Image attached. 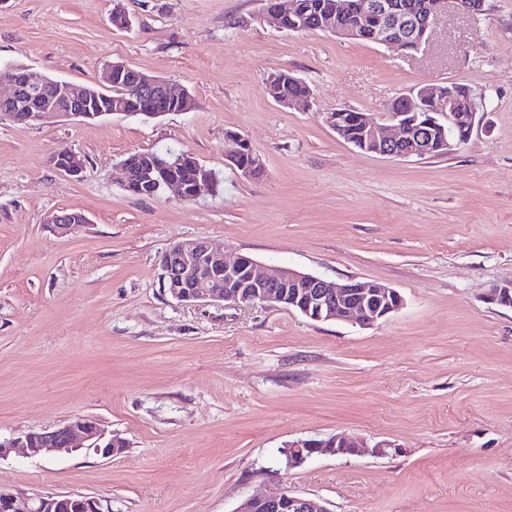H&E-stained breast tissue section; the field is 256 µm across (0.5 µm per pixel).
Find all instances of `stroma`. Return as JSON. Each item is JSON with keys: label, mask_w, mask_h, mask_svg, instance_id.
<instances>
[{"label": "stroma", "mask_w": 512, "mask_h": 512, "mask_svg": "<svg viewBox=\"0 0 512 512\" xmlns=\"http://www.w3.org/2000/svg\"><path fill=\"white\" fill-rule=\"evenodd\" d=\"M133 19L113 26L116 6ZM263 0H0V67L81 85L123 62L187 91L188 112L91 123L0 121V436L100 420L124 449L0 457V489L93 497L101 512H235L256 493L328 512H512V0L448 10L402 55L263 17ZM285 68L312 90L267 93ZM449 83L482 101L473 130L434 158L369 154L326 121L381 115ZM264 163L247 179L225 134ZM172 149L219 184L191 201L130 194L122 161ZM75 152L80 176L56 168ZM77 211L71 234L49 217ZM204 239L333 281L380 282L403 306L371 326L260 303H187L162 254ZM345 434L354 454L286 468L300 439ZM289 71L287 69H281L278 72L273 73V75L269 80V83L272 82L271 87L267 85L269 95L274 99H282L283 101H278L277 103L286 106V107H296L300 105H304L309 102L311 89L305 81H296L300 80V78L296 76H291L293 79L288 77ZM295 79V80H294ZM310 95V96H309ZM309 96V97H308ZM308 97V98H305ZM305 98L303 100H290V99H300ZM289 99V100H285Z\"/></svg>", "instance_id": "1"}]
</instances>
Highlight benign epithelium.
<instances>
[{
	"instance_id": "benign-epithelium-1",
	"label": "benign epithelium",
	"mask_w": 512,
	"mask_h": 512,
	"mask_svg": "<svg viewBox=\"0 0 512 512\" xmlns=\"http://www.w3.org/2000/svg\"><path fill=\"white\" fill-rule=\"evenodd\" d=\"M453 6L459 11L476 16L483 12L484 0H432L427 10L406 13L397 10L391 0H364L360 11H355L350 0H336L332 11L320 21V29L337 37L358 41L372 39L378 44L394 47L403 53L419 50L428 40L440 13ZM265 11L273 22L285 14L296 12V7H283L281 0H265ZM134 75L130 93L145 103L167 102L180 112L189 111L193 102L185 93L174 92L167 81L140 72L122 62H113L105 68V82L113 85L125 74ZM0 84L10 87L0 95V121L17 123H47L59 118L77 121L93 120L110 114H129L122 104L104 108L101 101L107 94L93 91L61 79H51L32 68L5 66L0 69ZM412 94L428 102L427 112H402L388 106L379 118L364 114L358 117L359 138L352 139L338 112L327 113V122L336 134L348 143L376 155L391 157H424L432 151L446 154L461 145L449 134L466 110L475 118L480 103L471 96L467 101L457 97L454 85L444 87L421 86ZM413 138L412 147L403 150L401 144ZM57 168L71 176L83 172L78 155L68 152L56 156ZM125 188L135 195L154 198L171 190L183 200H193L201 186L211 183L209 173L190 154L182 153L169 164L150 160L136 169L131 162H122ZM192 168L193 186L186 190L171 173L175 169ZM60 234L85 223V217L62 211L50 216ZM164 283L169 293L186 302L221 301L231 304L259 302L270 307H287L315 321H358L372 325L395 312L402 305L399 292L378 282L362 283L353 280L337 282L288 268H261L247 256L232 261L224 253L201 239L179 241L164 253ZM489 300L512 307V283L492 289ZM363 444L345 435L325 440L306 439L289 443L284 449L286 467L303 463L318 452L353 454ZM12 448H34L47 456L70 454L82 448H92L104 457L121 451L123 445L99 420L77 416L64 425L44 432H32L0 440V456ZM0 512H101L98 502L81 495H27L0 490ZM236 512H328L318 501L283 492L279 495H255L246 499Z\"/></svg>"
}]
</instances>
